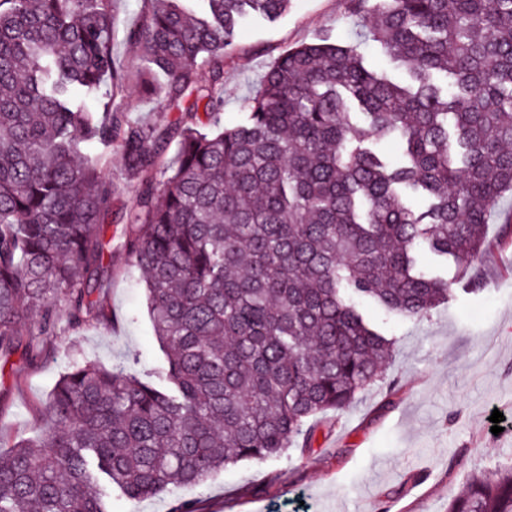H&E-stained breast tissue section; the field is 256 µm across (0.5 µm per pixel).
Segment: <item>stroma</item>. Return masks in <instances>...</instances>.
Wrapping results in <instances>:
<instances>
[{
  "label": "stroma",
  "mask_w": 512,
  "mask_h": 512,
  "mask_svg": "<svg viewBox=\"0 0 512 512\" xmlns=\"http://www.w3.org/2000/svg\"><path fill=\"white\" fill-rule=\"evenodd\" d=\"M140 14L141 0H117L113 7V56L127 74L113 106L165 126L177 113L137 83L142 61L127 32ZM323 34L341 43L354 37L348 0H293L276 22L246 25L224 67L225 126L238 123L241 99L268 66ZM103 172L114 185L111 233L117 237L136 188L125 178L119 153L109 154ZM511 218L508 193L488 218V249L475 265L482 290L464 291L456 262L425 251L422 269L448 282L446 304L421 322L365 305L366 316L394 341L386 380L361 393L347 411L325 416L321 452L230 466L200 490L175 489L140 501L115 494L110 512H172L183 498L196 500L199 512H448L449 498L473 470L512 463ZM107 262L109 322L66 332L37 356L20 350L0 362V453L37 434L47 397L72 361L134 362L146 372L161 360L145 291L127 255L113 250ZM495 410L509 420L496 435L488 422Z\"/></svg>",
  "instance_id": "stroma-1"
}]
</instances>
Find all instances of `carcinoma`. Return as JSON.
<instances>
[{"mask_svg": "<svg viewBox=\"0 0 512 512\" xmlns=\"http://www.w3.org/2000/svg\"><path fill=\"white\" fill-rule=\"evenodd\" d=\"M109 2L0 0V358L109 321L115 149L137 184L119 247L163 359L149 381L73 362L42 434L0 456V512H108L113 491L137 500L317 452L318 418L384 379L393 342L362 304L422 321L447 302L448 282L417 269L424 246L479 290L469 264L512 193V0H350L406 82L326 35L278 58L232 128L224 57L248 19L291 0H142L127 37L144 91L181 113L165 127L110 107L126 85ZM448 512H512V465L473 472Z\"/></svg>", "mask_w": 512, "mask_h": 512, "instance_id": "cac0c4a2", "label": "carcinoma"}]
</instances>
